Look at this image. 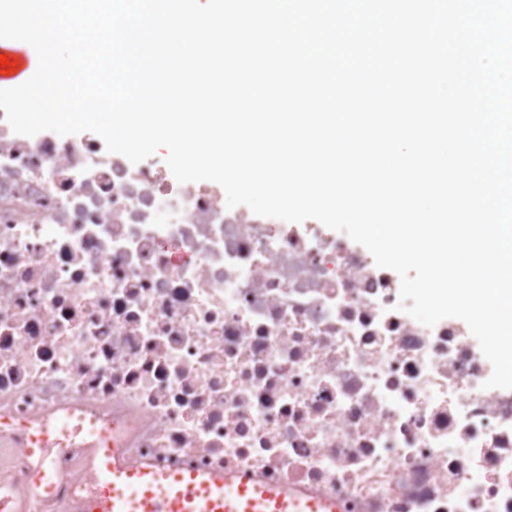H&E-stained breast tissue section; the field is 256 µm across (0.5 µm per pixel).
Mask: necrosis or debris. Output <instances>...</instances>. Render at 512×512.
Instances as JSON below:
<instances>
[{
	"mask_svg": "<svg viewBox=\"0 0 512 512\" xmlns=\"http://www.w3.org/2000/svg\"><path fill=\"white\" fill-rule=\"evenodd\" d=\"M0 110V481L29 434L115 430L134 461L239 471L346 512H512V389L468 327L398 311L400 278L315 224L227 208L92 132L16 134ZM87 491L93 443L56 450Z\"/></svg>",
	"mask_w": 512,
	"mask_h": 512,
	"instance_id": "4bbe7bcc",
	"label": "necrosis or debris"
}]
</instances>
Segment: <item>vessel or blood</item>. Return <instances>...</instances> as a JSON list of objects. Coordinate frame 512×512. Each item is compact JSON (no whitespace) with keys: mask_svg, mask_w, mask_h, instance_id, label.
Masks as SVG:
<instances>
[{"mask_svg":"<svg viewBox=\"0 0 512 512\" xmlns=\"http://www.w3.org/2000/svg\"><path fill=\"white\" fill-rule=\"evenodd\" d=\"M0 54L17 64L14 73L0 74V89L24 83L37 68L36 52L25 42L0 39ZM72 430L63 420L47 423L25 445L39 452L41 464L30 488L43 497H54L62 479L52 463L53 447ZM102 444L91 473L92 491L76 503L62 502L61 512H342L333 496L263 485L245 473L159 469L131 461L116 438L103 436Z\"/></svg>","mask_w":512,"mask_h":512,"instance_id":"b4317fda","label":"vessel or blood"}]
</instances>
